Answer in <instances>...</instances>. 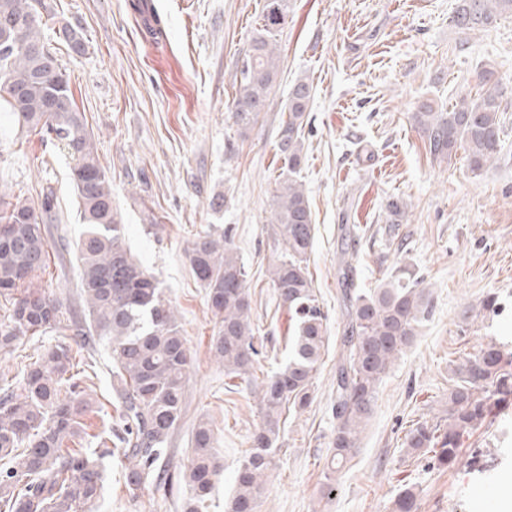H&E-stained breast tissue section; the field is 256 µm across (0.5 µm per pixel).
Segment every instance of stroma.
Returning a JSON list of instances; mask_svg holds the SVG:
<instances>
[{
  "label": "stroma",
  "instance_id": "35a3bbf8",
  "mask_svg": "<svg viewBox=\"0 0 512 512\" xmlns=\"http://www.w3.org/2000/svg\"><path fill=\"white\" fill-rule=\"evenodd\" d=\"M45 2V40L109 173L126 241L177 311L191 352L185 408L163 467L179 474L195 425L211 424L220 470L203 512H224L261 414L256 398L210 352L214 322L186 248L197 234L227 233L249 271L252 318L263 343L255 374L265 378L284 356L291 331L269 275L283 252L270 203L283 168L276 143L288 119V91L304 78L314 89L298 178L316 226L307 267L329 341L310 405L282 415L280 451L256 512H392L405 486L415 493L413 512H476L479 488L494 494L492 512L512 503V402L464 440L452 466L407 456L404 446L413 423L441 419L450 362L477 354L489 340L512 341V108L498 159L478 172L461 152L448 163L430 161L412 120L423 102L447 110L460 97L476 96L488 64L512 87V15L464 34L451 21L459 0H286L288 17L276 40L281 73L266 112L245 130L228 107L264 0H153L165 29L157 41L145 33L132 0ZM65 25L80 29L84 53L58 38ZM70 166L60 145L19 125L0 103V210L19 199L40 204L43 189L51 188L57 219L48 267L34 282L80 320L71 244L85 226ZM219 196L222 208H212ZM393 196L408 204L394 243L384 233V205ZM345 224L368 227L375 244L345 237ZM353 250L356 287L408 272L423 278L432 307L384 377L362 442L339 473L335 495L326 498L322 470L346 323L342 254ZM487 297L496 298L498 315L464 318L466 308ZM71 340L63 330L23 338L0 350V373H15L42 347ZM125 473L122 455L109 457L105 496L88 512H183L189 496L183 482L165 493L148 484L133 496Z\"/></svg>",
  "mask_w": 512,
  "mask_h": 512
}]
</instances>
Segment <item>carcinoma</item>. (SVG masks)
Here are the masks:
<instances>
[{
  "instance_id": "obj_1",
  "label": "carcinoma",
  "mask_w": 512,
  "mask_h": 512,
  "mask_svg": "<svg viewBox=\"0 0 512 512\" xmlns=\"http://www.w3.org/2000/svg\"><path fill=\"white\" fill-rule=\"evenodd\" d=\"M134 10L146 32L163 35L149 0H136ZM47 5L42 0H0V101L18 122L59 143L73 162L71 182L86 224L76 243L80 297L87 319L66 322L63 304L33 285L32 276L48 261L50 229L44 215L54 208L52 193L40 207L25 201L0 215V295L12 300L8 321L0 325V347L41 335L66 324L78 337L75 345L44 348L19 376L0 378V512H85L104 487L102 449L82 447L85 418L103 412L91 394L94 376L81 369L87 338L112 351V386L124 437L122 455L129 461L126 488L131 495L150 480L158 486L171 478L156 471L165 444L185 407L190 351L177 314L166 302L157 279L125 244L124 226L112 207V185L100 164L83 113L73 104L69 79L62 68H49L55 55L43 40ZM512 14V0H460L452 23L465 31L484 29ZM286 22V0H265L259 33L252 38L228 111L242 129L256 124L279 73L274 37ZM71 49L84 48L80 31L59 30ZM482 93L463 97L443 111L420 104L413 121L426 156L448 162L458 150L478 172L498 157L505 124L504 89L495 71L479 75ZM313 86L299 80L288 96V121L278 134V149L288 171L278 183L271 210L285 252L273 265L271 280L293 323L288 357L270 376L255 384L256 328L247 289L248 270L227 236L199 234L187 247L191 270L204 288L215 318L211 341L224 373L254 386L262 422L252 437L234 478L227 512H255L267 473L279 451L284 409L304 410L312 399L313 380L326 341L324 314L307 270L315 225L308 198L297 178L303 153V125ZM385 209L399 224L407 203L393 197ZM347 323L340 336L344 353L336 364V425L332 453L324 472L323 495L336 491L337 474L360 447V436L372 416L383 377L418 336L431 307V293L418 279L393 275L367 293L344 289ZM447 426L419 422L405 435L410 456H430L440 466L455 464L463 439L493 409L512 396V350L490 341L479 353L449 368ZM192 454L180 478L191 491L184 512H199L210 496L217 465L214 433L199 422L193 430ZM414 493L405 488L394 512H413Z\"/></svg>"
}]
</instances>
